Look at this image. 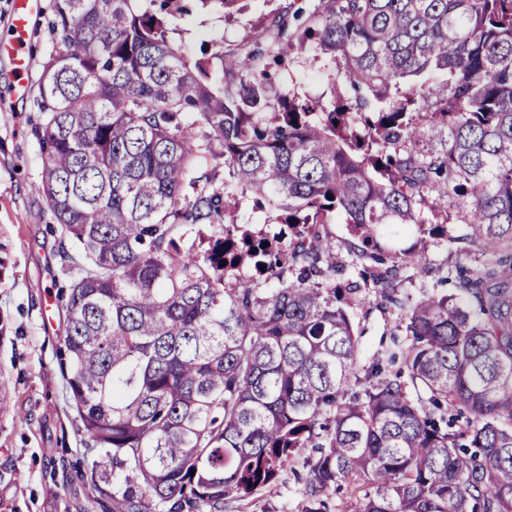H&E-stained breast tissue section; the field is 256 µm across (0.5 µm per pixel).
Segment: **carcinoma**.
<instances>
[{
    "instance_id": "1",
    "label": "carcinoma",
    "mask_w": 512,
    "mask_h": 512,
    "mask_svg": "<svg viewBox=\"0 0 512 512\" xmlns=\"http://www.w3.org/2000/svg\"><path fill=\"white\" fill-rule=\"evenodd\" d=\"M187 0H54L38 84L41 190L78 273L66 295V388L87 437L89 489L106 512H224L295 481L305 512L353 487L346 512H512V0H328L295 33L343 60L374 101L408 77L448 73V96L259 111L260 52L222 56L232 91L168 36ZM448 128L444 157L398 146ZM219 150L224 170L198 159ZM460 200L469 243L498 255L460 288L413 300L394 254L424 269L416 198ZM283 212L288 240L242 248L229 202ZM365 261L336 279L329 217ZM266 269H261V266ZM394 308L367 368L354 311ZM312 449L305 455L303 450Z\"/></svg>"
}]
</instances>
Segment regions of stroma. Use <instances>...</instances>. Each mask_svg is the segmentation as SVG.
Masks as SVG:
<instances>
[{"label":"stroma","instance_id":"stroma-1","mask_svg":"<svg viewBox=\"0 0 512 512\" xmlns=\"http://www.w3.org/2000/svg\"><path fill=\"white\" fill-rule=\"evenodd\" d=\"M325 0H238L224 9L219 0L169 15L171 42L191 60L202 61L211 76L234 87L221 68L218 51L260 50L272 64L264 111L278 112L285 101L310 100L318 111L356 93L342 75L340 59L314 46L292 49L290 31L299 20L322 11ZM288 20L287 31L275 21ZM53 0L30 22L29 93L11 94L14 66L0 58V382L8 407L0 411V512H105L91 495L81 464L85 437L78 429L60 368L66 310L61 299L75 273L63 259L66 241L43 196V154L34 134L42 114L38 83L52 49ZM417 208L428 225L445 232L426 239V269L401 270L393 286L404 297L432 289L455 291V268L479 271L494 265L493 254L471 251L464 236L466 210L456 199L433 206L422 193ZM366 329L360 355L369 365L391 335L402 333L397 312L359 309ZM307 502L298 485L287 484L245 501H230L224 512H303Z\"/></svg>","mask_w":512,"mask_h":512}]
</instances>
